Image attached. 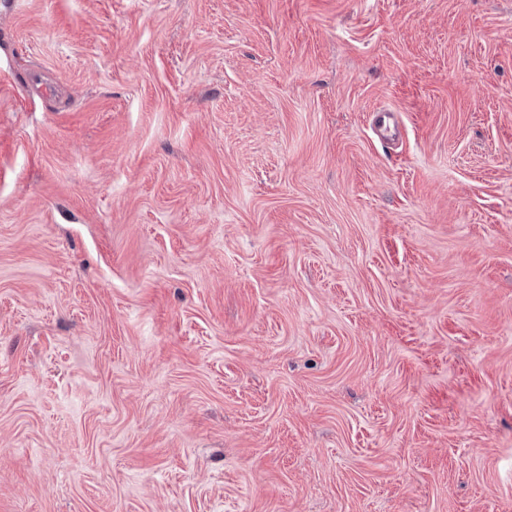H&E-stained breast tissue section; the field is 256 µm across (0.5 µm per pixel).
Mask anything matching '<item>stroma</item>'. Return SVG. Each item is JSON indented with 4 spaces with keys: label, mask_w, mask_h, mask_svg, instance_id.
I'll use <instances>...</instances> for the list:
<instances>
[{
    "label": "stroma",
    "mask_w": 512,
    "mask_h": 512,
    "mask_svg": "<svg viewBox=\"0 0 512 512\" xmlns=\"http://www.w3.org/2000/svg\"><path fill=\"white\" fill-rule=\"evenodd\" d=\"M0 512H512V0H0Z\"/></svg>",
    "instance_id": "obj_1"
}]
</instances>
